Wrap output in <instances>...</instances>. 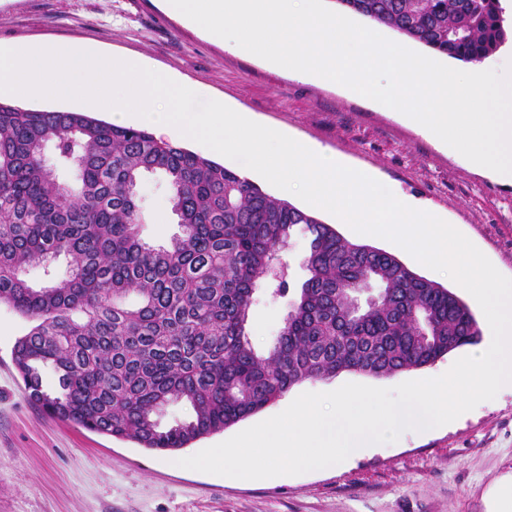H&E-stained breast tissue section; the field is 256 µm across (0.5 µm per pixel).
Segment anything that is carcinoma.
<instances>
[{
    "label": "carcinoma",
    "instance_id": "1",
    "mask_svg": "<svg viewBox=\"0 0 512 512\" xmlns=\"http://www.w3.org/2000/svg\"><path fill=\"white\" fill-rule=\"evenodd\" d=\"M336 3L466 64L509 38L499 0ZM154 174L167 180L181 227L167 246L138 232V189ZM299 232L307 278L261 353L246 330L254 296ZM61 256L69 271L57 280L51 265ZM34 267L48 277L41 286L27 278ZM0 303L30 322L12 360L33 404L162 452L251 417L304 381L389 377L481 339L453 291L236 171L142 128L2 102ZM175 403L191 416L161 425Z\"/></svg>",
    "mask_w": 512,
    "mask_h": 512
}]
</instances>
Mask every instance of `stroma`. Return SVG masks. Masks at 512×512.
<instances>
[{
    "label": "stroma",
    "instance_id": "obj_1",
    "mask_svg": "<svg viewBox=\"0 0 512 512\" xmlns=\"http://www.w3.org/2000/svg\"><path fill=\"white\" fill-rule=\"evenodd\" d=\"M50 40L92 43L143 58L203 87L255 122L336 153L396 193L445 216L497 270L512 277V185L434 145L408 122L341 86L306 82L225 50L164 11L159 0H0V48ZM141 238L179 234L159 175L139 188ZM289 297L259 291L250 339L271 346ZM27 323L0 304V512H500L512 502V390L429 434L407 433L336 469L270 482L175 465L285 410L305 392L347 383L392 388L447 372L467 348L435 365L385 378L343 372L303 382L262 412L178 452H158L47 417L28 400L12 361Z\"/></svg>",
    "mask_w": 512,
    "mask_h": 512
}]
</instances>
